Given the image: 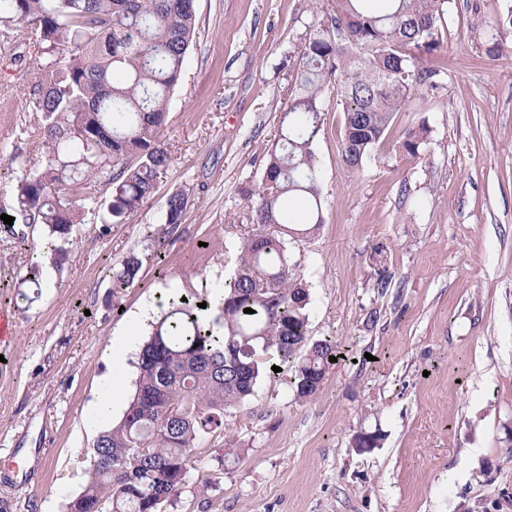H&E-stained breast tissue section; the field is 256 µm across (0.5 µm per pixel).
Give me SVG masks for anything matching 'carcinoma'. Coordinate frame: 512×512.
I'll return each mask as SVG.
<instances>
[{"label":"carcinoma","mask_w":512,"mask_h":512,"mask_svg":"<svg viewBox=\"0 0 512 512\" xmlns=\"http://www.w3.org/2000/svg\"><path fill=\"white\" fill-rule=\"evenodd\" d=\"M336 2L332 25L317 26L300 51L298 85L262 182L244 190L258 229L217 286V315L204 318L202 298L170 289L138 355L127 407L94 440L67 512H176L200 442L224 432L225 410L254 394L269 360L297 397L309 398L341 354L332 337L307 344L310 294L288 255L289 241L323 223L314 151L323 91L334 84L340 92L342 158L356 173L415 89L436 86L440 70L423 61L440 50L437 22L448 0ZM0 21L22 24L37 47L40 74L29 96L45 121V164L18 180L14 212L42 225L62 259L80 214L97 213L106 233L150 197L169 166L168 105L195 35V0H0ZM426 133H406L407 158H419ZM93 180L112 186L109 200L84 195ZM187 202L182 191L168 196L145 252L112 269V296L141 283L144 263L159 258Z\"/></svg>","instance_id":"carcinoma-1"}]
</instances>
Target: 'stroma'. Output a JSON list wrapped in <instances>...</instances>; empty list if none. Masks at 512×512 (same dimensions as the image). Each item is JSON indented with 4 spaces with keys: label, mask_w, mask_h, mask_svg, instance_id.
I'll return each instance as SVG.
<instances>
[{
    "label": "stroma",
    "mask_w": 512,
    "mask_h": 512,
    "mask_svg": "<svg viewBox=\"0 0 512 512\" xmlns=\"http://www.w3.org/2000/svg\"><path fill=\"white\" fill-rule=\"evenodd\" d=\"M336 0H196L197 27L171 98V162L124 223L100 234L92 215L51 287L27 301L33 244L0 230V310L13 342L0 348V512H66L92 443L117 423L96 399L110 347L130 318L168 288L224 282L239 263L245 189L297 85L298 56ZM512 0H449L439 23L437 87H417L376 146L349 172L335 88L322 97L315 144L323 222L288 245L309 290L311 340L353 346L312 398L280 376L227 409L224 434L203 444L178 512H512V29L487 31ZM39 55L25 40L0 49V209L12 212L22 170L44 162L29 90ZM426 127L419 158L407 129ZM185 191L182 222L113 298L109 270L142 250L167 197ZM376 445L357 448L361 435ZM229 449L216 461V448Z\"/></svg>",
    "instance_id": "35a3bbf8"
}]
</instances>
